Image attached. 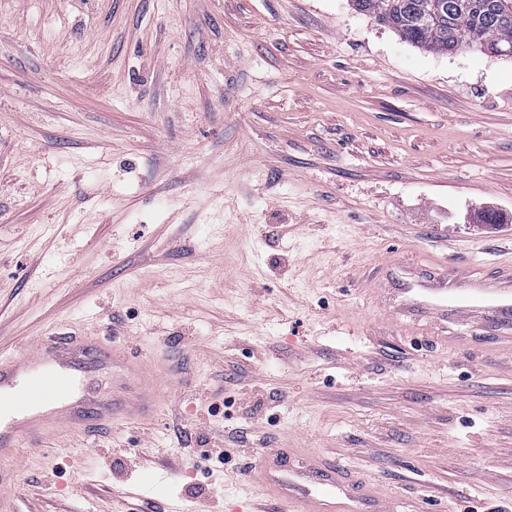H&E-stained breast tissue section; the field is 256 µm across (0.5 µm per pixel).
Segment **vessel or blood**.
Returning a JSON list of instances; mask_svg holds the SVG:
<instances>
[{"instance_id":"b4317fda","label":"vessel or blood","mask_w":512,"mask_h":512,"mask_svg":"<svg viewBox=\"0 0 512 512\" xmlns=\"http://www.w3.org/2000/svg\"><path fill=\"white\" fill-rule=\"evenodd\" d=\"M396 314L419 313L475 322L490 319L512 327V265L500 267L494 282L465 269L407 270L394 284ZM86 339L62 336L36 341L31 348L0 358V458L12 457L22 443H39L51 430H89L84 409L111 420L112 405L98 403L96 379L80 357ZM252 481L265 497L277 500L278 512H360L343 475L322 473L316 462L284 465L267 453ZM20 484L17 470L0 468V512H11L9 499Z\"/></svg>"}]
</instances>
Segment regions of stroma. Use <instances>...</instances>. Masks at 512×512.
I'll use <instances>...</instances> for the list:
<instances>
[{
	"label": "stroma",
	"mask_w": 512,
	"mask_h": 512,
	"mask_svg": "<svg viewBox=\"0 0 512 512\" xmlns=\"http://www.w3.org/2000/svg\"><path fill=\"white\" fill-rule=\"evenodd\" d=\"M431 259L512 261V57L351 0H0V353L82 335L162 392L23 444L14 512H235L271 448L512 512V350L368 288Z\"/></svg>",
	"instance_id": "stroma-1"
}]
</instances>
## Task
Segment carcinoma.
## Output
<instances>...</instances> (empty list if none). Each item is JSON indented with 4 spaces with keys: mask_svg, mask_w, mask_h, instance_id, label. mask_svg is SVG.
Listing matches in <instances>:
<instances>
[{
    "mask_svg": "<svg viewBox=\"0 0 512 512\" xmlns=\"http://www.w3.org/2000/svg\"><path fill=\"white\" fill-rule=\"evenodd\" d=\"M355 10L432 54L477 47L512 56V0H352Z\"/></svg>",
    "mask_w": 512,
    "mask_h": 512,
    "instance_id": "obj_1",
    "label": "carcinoma"
}]
</instances>
